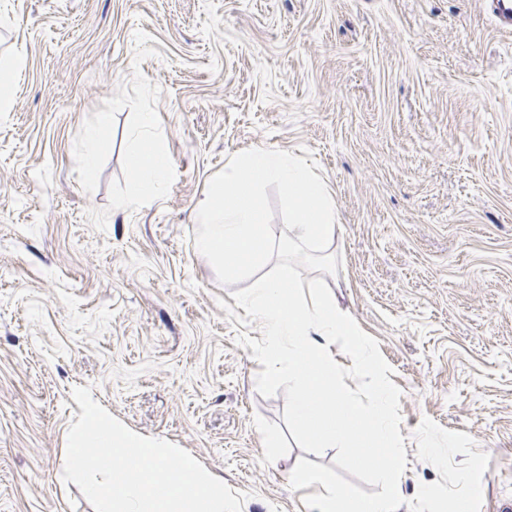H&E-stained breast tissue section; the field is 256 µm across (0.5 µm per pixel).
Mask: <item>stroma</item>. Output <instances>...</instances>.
Returning <instances> with one entry per match:
<instances>
[{
    "mask_svg": "<svg viewBox=\"0 0 512 512\" xmlns=\"http://www.w3.org/2000/svg\"><path fill=\"white\" fill-rule=\"evenodd\" d=\"M0 512H94L65 483L74 388L246 493L308 512L284 392L236 345L195 248L196 204L251 148L315 161L338 217L324 281L401 391L413 499L431 418L490 461L480 512L512 503V34L482 0H0ZM110 123L97 134V118ZM170 161L135 203L132 133ZM96 173L85 179L82 157Z\"/></svg>",
    "mask_w": 512,
    "mask_h": 512,
    "instance_id": "obj_1",
    "label": "stroma"
}]
</instances>
